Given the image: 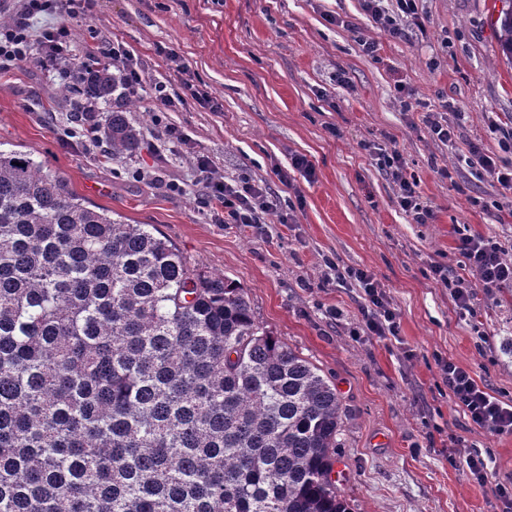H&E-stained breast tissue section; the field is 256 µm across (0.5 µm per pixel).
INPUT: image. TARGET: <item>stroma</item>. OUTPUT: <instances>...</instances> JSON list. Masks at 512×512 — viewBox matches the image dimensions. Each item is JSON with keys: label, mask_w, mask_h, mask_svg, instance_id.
<instances>
[{"label": "stroma", "mask_w": 512, "mask_h": 512, "mask_svg": "<svg viewBox=\"0 0 512 512\" xmlns=\"http://www.w3.org/2000/svg\"><path fill=\"white\" fill-rule=\"evenodd\" d=\"M494 5L417 0L422 22L400 40L372 26L362 0H91L87 14L42 17L69 28L73 57L114 41L143 70L148 88L129 118L144 142L116 160L106 143L70 137L76 119L59 74L31 62L0 75L1 144L30 150L82 198L125 223L154 225L189 262L232 279L260 324L336 385L345 417L335 467L351 512H501L495 486L512 480V435L469 424L440 368L453 359L512 402V359L502 351L512 284L478 293L476 317L462 318L431 275L437 264L457 268L461 228L512 257V191L465 163L471 141L499 154L491 125L512 118V66L499 54ZM369 38L377 57L362 51ZM186 74L219 110H158L151 85L176 89ZM401 84L419 111H405ZM426 112L460 124L456 144L432 138ZM171 127L182 140L168 137ZM380 148L401 152L432 223L399 207L393 177L376 163ZM197 155L225 182L269 187L262 223H225ZM297 155L314 175L292 168ZM474 197L486 208L472 207ZM287 209L294 221L280 223ZM332 264L373 273L398 314L397 338L363 335V291L329 276ZM453 437L487 451L486 483L464 458L449 462Z\"/></svg>", "instance_id": "stroma-1"}]
</instances>
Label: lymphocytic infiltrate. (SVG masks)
Wrapping results in <instances>:
<instances>
[{"instance_id":"lymphocytic-infiltrate-1","label":"lymphocytic infiltrate","mask_w":512,"mask_h":512,"mask_svg":"<svg viewBox=\"0 0 512 512\" xmlns=\"http://www.w3.org/2000/svg\"><path fill=\"white\" fill-rule=\"evenodd\" d=\"M388 7L385 0H364V10L375 28L393 38L406 35V24L417 17L416 0H395ZM90 0H17L16 18L0 26V71L20 64L36 62L41 68L63 70L70 82H77L76 70L65 67V50L69 33L64 28L36 29L41 16L55 13L75 16L86 11ZM382 169L391 171L399 185L398 203L415 223L428 224L434 219L431 209L420 202L415 181L406 176V162L399 151L378 153ZM196 169L208 178L210 195L224 207V221L228 224L260 223V212L265 206V188L241 180L234 185L210 178V166L205 157H198ZM457 249L462 258L460 272L441 266L433 267L437 284L447 288L457 312L464 317L475 313L477 290L492 293L495 288L512 283V260L506 258L501 246L491 239L464 234L458 239ZM352 279L363 288L367 304L363 310L365 332L370 336L388 337L397 333V317L372 273L358 270ZM448 394L473 425L499 436L512 435V404L500 400L480 385L471 372L448 360L441 366Z\"/></svg>"}]
</instances>
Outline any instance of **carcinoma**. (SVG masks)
<instances>
[{"instance_id":"cac0c4a2","label":"carcinoma","mask_w":512,"mask_h":512,"mask_svg":"<svg viewBox=\"0 0 512 512\" xmlns=\"http://www.w3.org/2000/svg\"><path fill=\"white\" fill-rule=\"evenodd\" d=\"M74 66L71 111L100 114L112 158L137 153L120 67ZM343 417L237 283L0 148V512H350Z\"/></svg>"}]
</instances>
